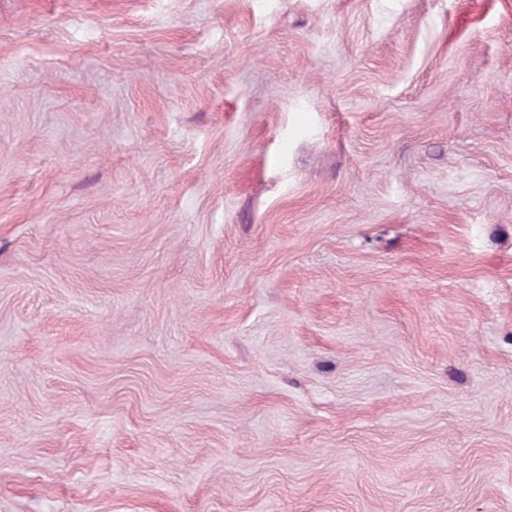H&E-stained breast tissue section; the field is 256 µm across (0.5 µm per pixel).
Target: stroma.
<instances>
[{"label": "stroma", "instance_id": "1", "mask_svg": "<svg viewBox=\"0 0 512 512\" xmlns=\"http://www.w3.org/2000/svg\"><path fill=\"white\" fill-rule=\"evenodd\" d=\"M0 512H512V0H0Z\"/></svg>", "mask_w": 512, "mask_h": 512}]
</instances>
